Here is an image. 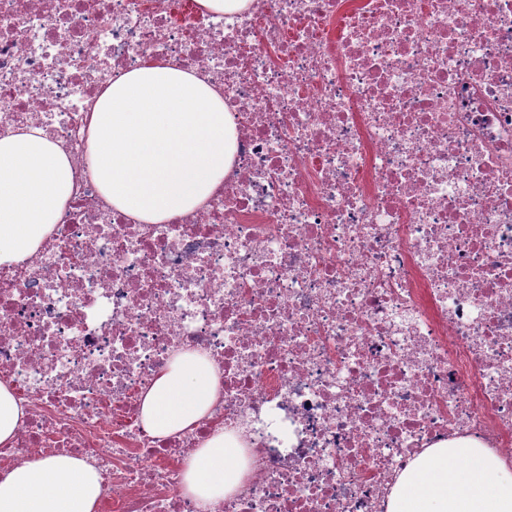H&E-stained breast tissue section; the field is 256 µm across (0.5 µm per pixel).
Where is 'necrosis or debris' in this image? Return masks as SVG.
<instances>
[{
  "mask_svg": "<svg viewBox=\"0 0 512 512\" xmlns=\"http://www.w3.org/2000/svg\"><path fill=\"white\" fill-rule=\"evenodd\" d=\"M164 61L208 76L236 130L199 209L146 224L107 202L90 105ZM37 126L70 198L0 269V380L24 416L0 470L89 460L99 512H387L426 448L512 462V0H0V137ZM181 351L217 402L147 433L140 398ZM253 451L199 504L188 459ZM247 473L246 448L220 430L186 463L183 491L189 497L210 502L239 490Z\"/></svg>",
  "mask_w": 512,
  "mask_h": 512,
  "instance_id": "4bbe7bcc",
  "label": "necrosis or debris"
}]
</instances>
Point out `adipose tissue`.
<instances>
[{"instance_id":"1","label":"adipose tissue","mask_w":512,"mask_h":512,"mask_svg":"<svg viewBox=\"0 0 512 512\" xmlns=\"http://www.w3.org/2000/svg\"><path fill=\"white\" fill-rule=\"evenodd\" d=\"M234 134L224 97L206 77L149 61L108 79L93 107L89 162L114 208L159 224L205 204L231 167ZM72 179L67 155L44 129L0 138V267L39 248ZM215 400L211 364L181 353L145 391L142 421L153 435H176ZM490 472L498 475L491 484ZM247 473L246 448L220 433L186 463L183 491L209 502L239 490ZM101 487L84 459L37 458L0 473V512H96ZM387 512H512V467L471 438L433 446L399 475Z\"/></svg>"}]
</instances>
